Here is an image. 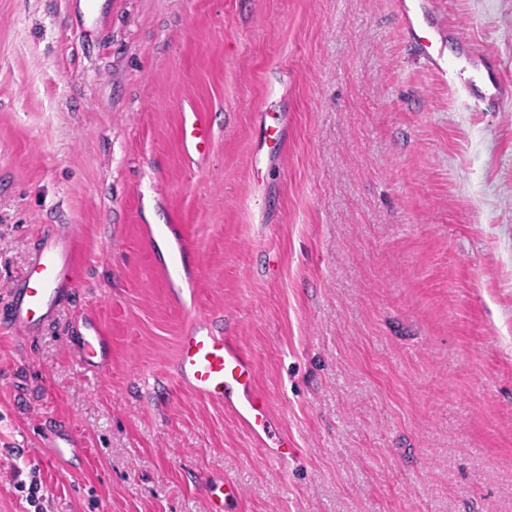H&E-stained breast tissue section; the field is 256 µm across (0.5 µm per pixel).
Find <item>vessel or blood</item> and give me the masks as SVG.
Segmentation results:
<instances>
[{"mask_svg":"<svg viewBox=\"0 0 512 512\" xmlns=\"http://www.w3.org/2000/svg\"><path fill=\"white\" fill-rule=\"evenodd\" d=\"M212 131L203 114L194 112L184 119L183 138L188 150L205 154ZM38 250L6 301L5 324L34 335L54 320L75 286L77 256L72 238L44 227ZM67 341L77 351L84 368L99 372L111 361V348L100 322L87 317L81 329L68 331ZM176 366L183 387L210 401L222 402L227 391L237 389L242 401L233 412L254 435L287 447V440L273 426L265 401L255 394L253 372L246 354L232 337L195 325L178 338ZM48 446L55 459L63 460L81 449L80 438L65 429L50 433Z\"/></svg>","mask_w":512,"mask_h":512,"instance_id":"b4317fda","label":"vessel or blood"}]
</instances>
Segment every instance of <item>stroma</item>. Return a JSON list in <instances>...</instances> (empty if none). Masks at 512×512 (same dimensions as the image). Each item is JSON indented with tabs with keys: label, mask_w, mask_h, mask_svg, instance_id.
<instances>
[{
	"label": "stroma",
	"mask_w": 512,
	"mask_h": 512,
	"mask_svg": "<svg viewBox=\"0 0 512 512\" xmlns=\"http://www.w3.org/2000/svg\"><path fill=\"white\" fill-rule=\"evenodd\" d=\"M419 15L0 0V304L42 226L83 243L57 320L0 331V512H209L213 484L225 512H512V0ZM195 323L247 352L287 458L180 386ZM59 424L82 460L46 454ZM212 131L204 115L198 112H191L184 119L183 138L188 150L205 155L206 149L211 140ZM82 329L67 332L66 340L77 351L84 368L99 372L111 361V348L97 318L88 316L82 323Z\"/></svg>",
	"instance_id": "obj_1"
}]
</instances>
